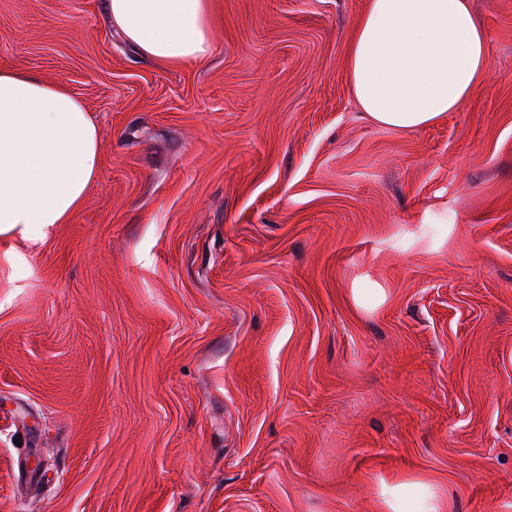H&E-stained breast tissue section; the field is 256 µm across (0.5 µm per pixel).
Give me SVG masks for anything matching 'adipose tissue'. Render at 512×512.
I'll return each mask as SVG.
<instances>
[{
  "instance_id": "obj_1",
  "label": "adipose tissue",
  "mask_w": 512,
  "mask_h": 512,
  "mask_svg": "<svg viewBox=\"0 0 512 512\" xmlns=\"http://www.w3.org/2000/svg\"><path fill=\"white\" fill-rule=\"evenodd\" d=\"M142 55L172 65L212 51V0H105ZM469 0H370L348 46L346 76L362 110L384 127L419 128L456 111L488 66ZM100 162V134L63 84L0 68V235L32 237L69 223ZM386 512H447L437 487H383Z\"/></svg>"
}]
</instances>
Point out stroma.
Here are the masks:
<instances>
[{
    "label": "stroma",
    "mask_w": 512,
    "mask_h": 512,
    "mask_svg": "<svg viewBox=\"0 0 512 512\" xmlns=\"http://www.w3.org/2000/svg\"><path fill=\"white\" fill-rule=\"evenodd\" d=\"M105 0H0V67L100 131L67 224L0 238V512H512V0L438 122L376 124L369 0H213L140 56ZM45 461L37 470V461ZM381 498L386 512H446L449 505L429 481L384 486Z\"/></svg>",
    "instance_id": "stroma-1"
}]
</instances>
